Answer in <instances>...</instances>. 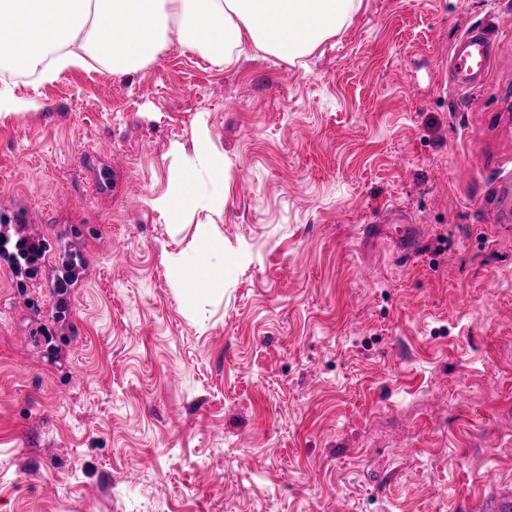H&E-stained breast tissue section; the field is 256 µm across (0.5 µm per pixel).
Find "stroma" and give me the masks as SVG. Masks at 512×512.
Listing matches in <instances>:
<instances>
[{
	"label": "stroma",
	"instance_id": "35a3bbf8",
	"mask_svg": "<svg viewBox=\"0 0 512 512\" xmlns=\"http://www.w3.org/2000/svg\"><path fill=\"white\" fill-rule=\"evenodd\" d=\"M0 74L39 104L0 116V211L90 229L68 323L0 271V512H469L512 485V0H363L301 65ZM200 129L226 203L166 219ZM215 239L223 285L183 292L171 258ZM495 40L481 27L468 29L448 54V85L459 91L484 88L489 80Z\"/></svg>",
	"mask_w": 512,
	"mask_h": 512
}]
</instances>
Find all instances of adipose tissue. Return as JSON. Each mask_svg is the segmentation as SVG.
Instances as JSON below:
<instances>
[{"instance_id":"ef3b65f1","label":"adipose tissue","mask_w":512,"mask_h":512,"mask_svg":"<svg viewBox=\"0 0 512 512\" xmlns=\"http://www.w3.org/2000/svg\"><path fill=\"white\" fill-rule=\"evenodd\" d=\"M362 0H0V15L13 18L0 38V65L7 64L51 83L72 69L96 65L122 78L181 48L233 66L245 46L296 64L350 24ZM211 171L192 178L196 164ZM169 191L155 207L174 218L189 208L223 206L227 196L223 155L206 132L195 136V156L179 163ZM174 281L203 292L224 280V243L208 242L171 266Z\"/></svg>"}]
</instances>
